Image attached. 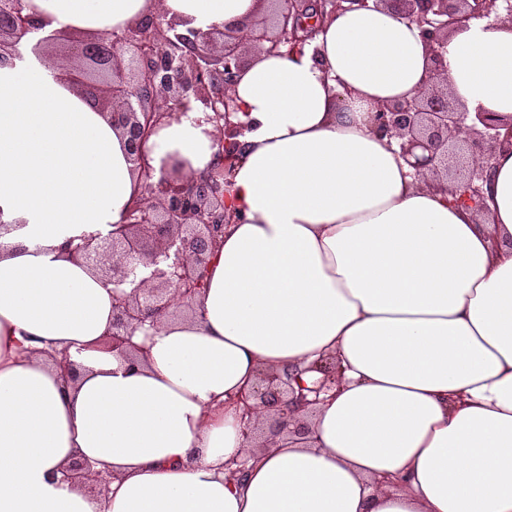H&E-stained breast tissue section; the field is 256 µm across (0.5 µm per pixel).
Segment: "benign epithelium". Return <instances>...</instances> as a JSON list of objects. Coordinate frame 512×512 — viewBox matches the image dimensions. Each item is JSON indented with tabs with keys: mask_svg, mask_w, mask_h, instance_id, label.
Segmentation results:
<instances>
[{
	"mask_svg": "<svg viewBox=\"0 0 512 512\" xmlns=\"http://www.w3.org/2000/svg\"><path fill=\"white\" fill-rule=\"evenodd\" d=\"M271 8L255 17L245 31L214 27L208 32L180 29V22L160 14L142 17L115 32L55 29L30 10L24 0H0V66L20 56L23 41L51 59L95 111L119 131L129 161L142 186L141 205L124 213L122 223L105 237L90 236L69 253L106 283L124 285L115 292L112 350L136 365L141 347L136 330L155 328L170 313L174 296L190 306L201 293L202 272L224 238V225L243 220L224 204L225 165L242 150L239 137L248 125L237 120L241 105L233 94L246 54H304L317 22L303 20L309 5L319 18L352 9L387 10L416 25L428 46V75L411 97L377 106L374 129L398 140L402 157L424 186L452 188L454 203L479 211L483 186L491 181L495 160L512 151V116L470 112L451 93L445 47L449 35L476 19L491 25L512 24V0H269ZM199 103L217 131L214 172L188 179L182 163L169 162L159 177L145 144L162 125L178 121ZM322 374L311 387L295 389L293 377L261 369L253 385L233 403L241 410V432L257 447L282 438L294 442L308 433L307 415L319 396L341 381L336 357L310 366ZM314 394L309 399L307 395ZM263 407L265 419L252 417ZM66 479L100 494L109 476L81 457L64 468Z\"/></svg>",
	"mask_w": 512,
	"mask_h": 512,
	"instance_id": "1",
	"label": "benign epithelium"
}]
</instances>
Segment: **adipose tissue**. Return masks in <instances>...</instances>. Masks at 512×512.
Instances as JSON below:
<instances>
[{
    "mask_svg": "<svg viewBox=\"0 0 512 512\" xmlns=\"http://www.w3.org/2000/svg\"><path fill=\"white\" fill-rule=\"evenodd\" d=\"M263 2L29 0L91 32L149 12L233 28ZM314 45L243 69L252 129L225 203L245 220L195 315L136 331L134 368L102 345L111 289L64 248L121 223L139 190L123 141L29 47L0 67V220L23 222L0 235V512H512V152L482 211L457 206L369 122L425 82L419 29L351 10ZM446 59L469 111L512 115V25L471 21ZM202 116L150 138L155 169L206 174ZM329 355L342 383L305 443L254 449L229 397L262 368L313 386ZM79 454L110 474L106 495L63 481Z\"/></svg>",
    "mask_w": 512,
    "mask_h": 512,
    "instance_id": "adipose-tissue-1",
    "label": "adipose tissue"
}]
</instances>
